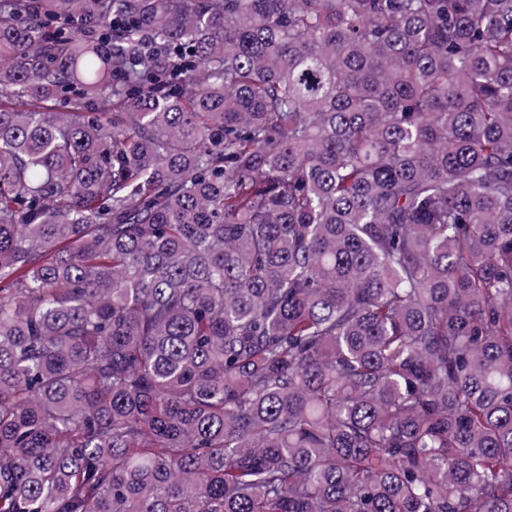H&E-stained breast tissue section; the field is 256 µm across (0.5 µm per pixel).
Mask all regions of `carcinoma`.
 Here are the masks:
<instances>
[{"label": "carcinoma", "mask_w": 512, "mask_h": 512, "mask_svg": "<svg viewBox=\"0 0 512 512\" xmlns=\"http://www.w3.org/2000/svg\"><path fill=\"white\" fill-rule=\"evenodd\" d=\"M0 512H512V0H0Z\"/></svg>", "instance_id": "cac0c4a2"}]
</instances>
